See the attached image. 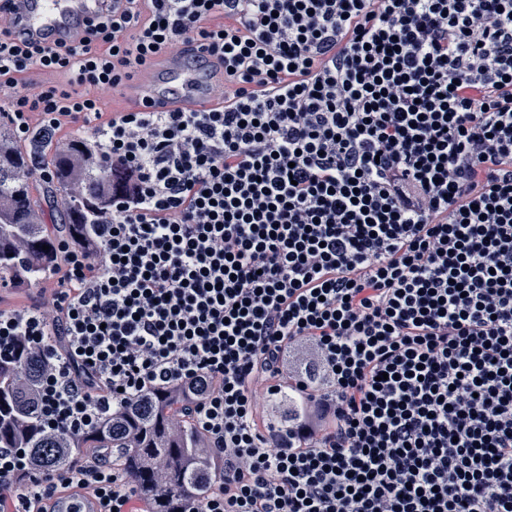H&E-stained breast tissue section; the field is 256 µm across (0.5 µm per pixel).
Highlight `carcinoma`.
Here are the masks:
<instances>
[{
	"instance_id": "1",
	"label": "carcinoma",
	"mask_w": 512,
	"mask_h": 512,
	"mask_svg": "<svg viewBox=\"0 0 512 512\" xmlns=\"http://www.w3.org/2000/svg\"><path fill=\"white\" fill-rule=\"evenodd\" d=\"M50 140V133L35 131L17 157H0V278L13 287H30L53 274L52 256L59 242L83 232L98 206L97 183H112L110 168L88 175L84 203L60 216L58 224L32 223L30 213L36 203L30 190ZM44 245L49 249H42ZM20 368L35 373L24 357L11 366L0 364V448H27L41 468L83 462L110 450L148 512H182L186 497H202L224 471L220 460L202 453L204 438L190 416H183L178 431L171 429L172 413L182 407L180 395L153 390L81 437L67 439L41 427L36 403L18 379ZM131 433L137 437L133 448L127 447L126 435Z\"/></svg>"
}]
</instances>
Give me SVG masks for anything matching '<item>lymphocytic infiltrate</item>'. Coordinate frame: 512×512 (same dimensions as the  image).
<instances>
[{"label":"lymphocytic infiltrate","instance_id":"1","mask_svg":"<svg viewBox=\"0 0 512 512\" xmlns=\"http://www.w3.org/2000/svg\"><path fill=\"white\" fill-rule=\"evenodd\" d=\"M179 42L220 58L223 107L106 111ZM0 116L1 156L65 142L73 198L114 175L52 314L0 310L44 430L183 389L224 462L184 512H512V0H125L77 47L0 30ZM135 495L0 448L21 512Z\"/></svg>","mask_w":512,"mask_h":512}]
</instances>
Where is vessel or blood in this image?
<instances>
[{
	"label": "vessel or blood",
	"mask_w": 512,
	"mask_h": 512,
	"mask_svg": "<svg viewBox=\"0 0 512 512\" xmlns=\"http://www.w3.org/2000/svg\"><path fill=\"white\" fill-rule=\"evenodd\" d=\"M121 0H10L0 28L47 45L82 44L89 23ZM133 109L201 112L221 106L228 92L216 58L178 44L140 67L125 84Z\"/></svg>",
	"instance_id": "obj_1"
}]
</instances>
